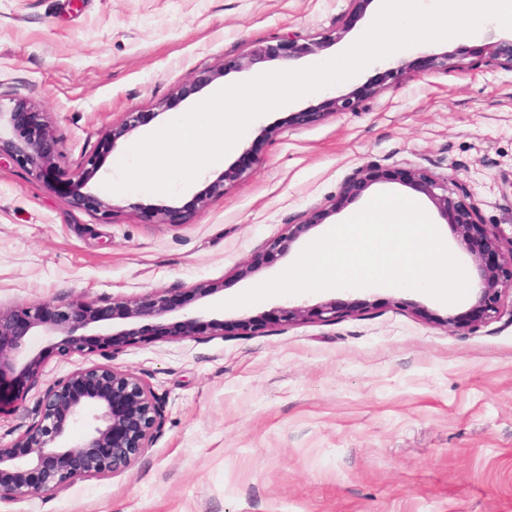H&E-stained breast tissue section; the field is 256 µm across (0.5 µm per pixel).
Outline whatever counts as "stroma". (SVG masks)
Masks as SVG:
<instances>
[{"label": "stroma", "instance_id": "1", "mask_svg": "<svg viewBox=\"0 0 512 512\" xmlns=\"http://www.w3.org/2000/svg\"><path fill=\"white\" fill-rule=\"evenodd\" d=\"M375 0H0V110L24 105L60 143L44 174L0 164V306L79 299L98 307L181 290L170 314L226 323L224 334L157 338L152 319L115 321L139 342L108 353L44 354L36 382L0 415V443L34 422L46 388L104 365L143 378L166 417L161 435L124 472L80 479L53 495L0 501V512H512V294L500 318L466 329L470 298L447 304L414 289L334 288L227 300L291 266L322 229L381 193L420 198L399 181L415 168L465 184L484 223L512 236V68L476 67L494 25L472 37L398 51L253 120L223 164L177 193L114 192L130 148L250 71L225 69L254 46L295 32L315 54L270 71L332 59L371 25ZM449 54L455 68L431 69ZM349 95L357 107L334 111ZM130 134L113 138L128 113ZM252 162L224 194V170ZM96 165H87L88 157ZM389 179L359 198L361 167ZM108 204L102 215L97 202ZM316 216L319 227L282 258L242 278L266 243ZM219 293L199 298V285ZM336 302L333 322H275L278 307ZM263 322L250 336L236 320ZM386 177L382 174V171L377 170L373 167H363L357 169L352 176L348 179L345 188L349 193L359 192L369 184L381 181Z\"/></svg>", "mask_w": 512, "mask_h": 512}]
</instances>
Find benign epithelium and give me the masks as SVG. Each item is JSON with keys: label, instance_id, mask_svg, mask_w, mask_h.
Here are the masks:
<instances>
[{"label": "benign epithelium", "instance_id": "1", "mask_svg": "<svg viewBox=\"0 0 512 512\" xmlns=\"http://www.w3.org/2000/svg\"><path fill=\"white\" fill-rule=\"evenodd\" d=\"M323 48L322 43L303 42L298 35L288 33L278 37L276 43L258 46L247 56L232 61V67L249 70L278 59L315 54ZM480 64L512 67V40L489 46ZM17 116L16 112L0 111V121L6 118L12 127V136H0V160H14L41 171L52 164L58 141L50 134L34 139L22 137L17 129ZM240 175L239 168L225 171L220 180L209 186L208 193H224L226 184ZM383 179L382 171L363 167L348 179L346 189L359 192ZM402 181L415 185L434 203L440 216L455 227L460 244L473 256L479 272L480 285L468 322L450 319L448 324L465 329L499 318L502 292L512 291V237L505 238L482 223L478 206L465 186L455 183L450 188L448 183L412 168L405 170ZM314 227L316 224L309 218L288 225L286 236L266 243V255H282ZM183 306L181 295L155 292L137 300L112 302L110 320L162 319ZM277 313V322L290 326L310 314L323 322H334L343 310L330 301L315 308L288 305ZM103 321L98 307L81 300L0 307V413L17 399V382L34 380L40 373L43 352L29 351L25 338L30 333L59 336L61 340L56 345L69 352L112 351L135 339L125 332L77 334ZM178 327L182 336L203 330L224 334L223 323L200 316H187ZM91 402L96 405V412L85 434L69 446L60 444L65 425L83 418L84 409ZM163 423L158 398L146 381L132 373L94 366L56 381L44 393L37 420L14 443L0 447V500L45 497L78 479L122 472L152 447Z\"/></svg>", "mask_w": 512, "mask_h": 512}]
</instances>
